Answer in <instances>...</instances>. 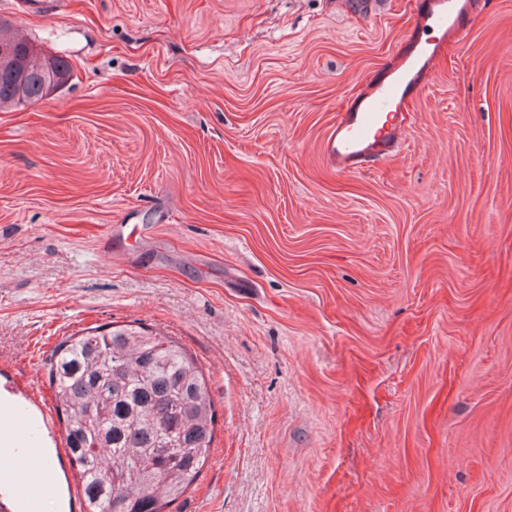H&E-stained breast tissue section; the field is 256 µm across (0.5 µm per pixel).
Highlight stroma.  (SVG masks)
I'll use <instances>...</instances> for the list:
<instances>
[{
	"label": "stroma",
	"mask_w": 512,
	"mask_h": 512,
	"mask_svg": "<svg viewBox=\"0 0 512 512\" xmlns=\"http://www.w3.org/2000/svg\"><path fill=\"white\" fill-rule=\"evenodd\" d=\"M0 0L67 86L0 112V415L79 512L43 365L134 323L216 413L174 512H512V0H474L405 147L339 174L409 0Z\"/></svg>",
	"instance_id": "obj_1"
}]
</instances>
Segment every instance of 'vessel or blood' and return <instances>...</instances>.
Segmentation results:
<instances>
[{"mask_svg": "<svg viewBox=\"0 0 512 512\" xmlns=\"http://www.w3.org/2000/svg\"><path fill=\"white\" fill-rule=\"evenodd\" d=\"M414 27L399 61L350 99L329 134L325 150L338 173L360 174L395 156L409 126V105L427 86L449 32L467 27L469 0H412Z\"/></svg>", "mask_w": 512, "mask_h": 512, "instance_id": "1", "label": "vessel or blood"}]
</instances>
